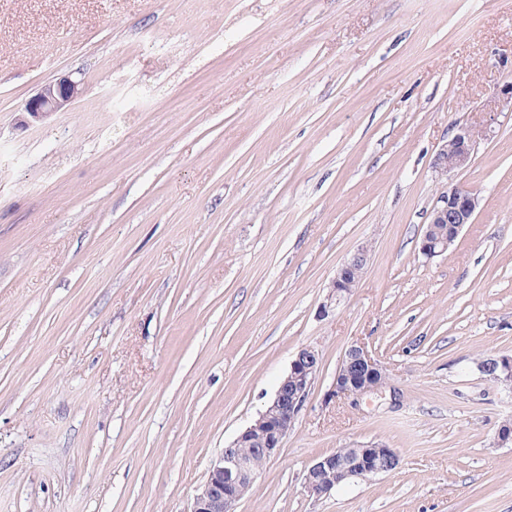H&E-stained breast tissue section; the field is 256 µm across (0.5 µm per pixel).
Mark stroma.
Instances as JSON below:
<instances>
[{
    "mask_svg": "<svg viewBox=\"0 0 512 512\" xmlns=\"http://www.w3.org/2000/svg\"><path fill=\"white\" fill-rule=\"evenodd\" d=\"M508 82L512 0H0V512H189L306 346L236 512H512V393L476 366L512 354ZM458 122L481 137L447 182ZM450 183L479 207L429 259ZM355 343L388 383L333 397ZM374 445L399 467L305 488ZM80 94L79 84L70 79L45 84L24 106L32 118L40 120L67 108ZM366 262L367 253L362 250L342 265L331 284L327 301L323 304L324 312H327L333 306H339L351 295L353 288L359 283L364 273Z\"/></svg>",
    "mask_w": 512,
    "mask_h": 512,
    "instance_id": "35a3bbf8",
    "label": "stroma"
}]
</instances>
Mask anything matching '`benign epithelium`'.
<instances>
[{"mask_svg":"<svg viewBox=\"0 0 512 512\" xmlns=\"http://www.w3.org/2000/svg\"><path fill=\"white\" fill-rule=\"evenodd\" d=\"M80 94L79 84L62 79L44 85L24 106V112L40 120L67 108ZM479 132L458 122L453 135L438 151L433 168L441 177L467 168L473 160ZM479 206L476 192L460 187L443 191L430 212L419 251L430 258L448 251L462 228L473 221ZM367 253L361 251L338 270L332 281L323 310L339 306L351 295L366 266ZM320 368V355L311 347L298 350L274 396L258 413L253 424L244 429L231 446L211 464L207 481L193 497L190 512H235V506L253 485L261 466L276 456L296 416L309 395ZM481 371L503 388L512 390V356H491L481 361ZM387 373L369 350L353 344L345 350L332 381L336 396H361L376 392L386 383ZM400 457L392 448H355L346 455L340 450L317 457L305 474L308 492L320 495V487L364 479L387 473L399 465Z\"/></svg>","mask_w":512,"mask_h":512,"instance_id":"obj_1","label":"benign epithelium"}]
</instances>
